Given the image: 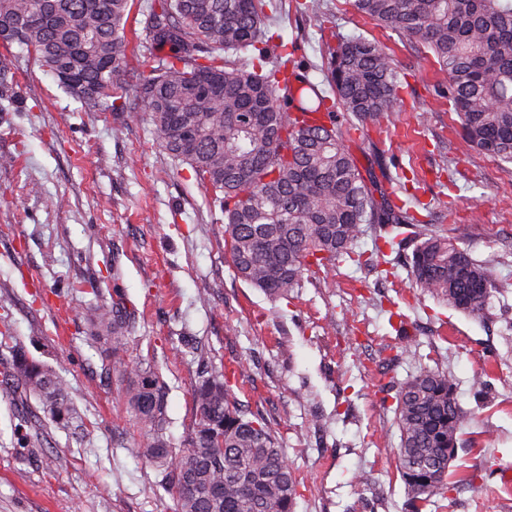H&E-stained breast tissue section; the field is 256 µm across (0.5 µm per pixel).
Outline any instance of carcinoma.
I'll return each mask as SVG.
<instances>
[{
  "label": "carcinoma",
  "mask_w": 512,
  "mask_h": 512,
  "mask_svg": "<svg viewBox=\"0 0 512 512\" xmlns=\"http://www.w3.org/2000/svg\"><path fill=\"white\" fill-rule=\"evenodd\" d=\"M131 0H0L3 44L33 48L41 65L88 106L150 112L157 143L190 167L224 213V247L238 278L287 299L369 228L401 247L420 290L448 307L480 314L498 284L490 267L417 216L415 206L363 175L345 144L393 106L397 70L390 49L349 36L328 48L325 77L335 102L300 74L287 52L273 54L266 8L277 0H157L143 31L168 52L145 72L129 52ZM360 15L424 50L448 81L462 136L479 153L512 164V0H353ZM252 50L240 64L231 54ZM132 87L134 102L112 98ZM349 122L336 121V109ZM86 319L112 332V371L140 430L143 456L165 468L179 512H294L297 480L284 448L246 416L224 378L201 376L195 419L183 448L165 436L166 387L126 357L131 312L120 301L91 307ZM15 389L34 397L53 423L76 419L70 387L49 366L11 349ZM399 430L397 470L410 512H425L474 476L450 473L467 416L448 372L423 368L381 386Z\"/></svg>",
  "instance_id": "cac0c4a2"
}]
</instances>
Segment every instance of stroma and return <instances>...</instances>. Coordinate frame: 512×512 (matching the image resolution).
<instances>
[{
    "mask_svg": "<svg viewBox=\"0 0 512 512\" xmlns=\"http://www.w3.org/2000/svg\"><path fill=\"white\" fill-rule=\"evenodd\" d=\"M304 15L278 0L272 31L296 42L315 83L328 46L361 36L387 44L399 92L387 116L348 146L389 191L407 187L432 203L443 233L489 264L499 289L479 315L421 294L409 275L414 245L363 263L336 259L323 283L272 299L237 278L224 254V215L189 168L160 148L150 115L100 112L69 96L27 46H0L13 81L0 97V337H11L69 385L85 429L39 418L34 398L3 377L0 346V512H176L159 468L138 449L107 346L85 319L91 305L122 300L135 314L131 361L167 384L166 435L179 448L195 418L203 372L244 361L230 386L249 417L278 437L298 482L295 512H408L394 453L395 414L378 389L425 367L456 383L472 420L455 461L478 480L427 512H512V491L487 467L512 465V172L459 133L446 82L432 57L359 15L352 0H316ZM406 316L404 330L388 313ZM411 356L395 359V349ZM487 372L486 393L472 380Z\"/></svg>",
    "mask_w": 512,
    "mask_h": 512,
    "instance_id": "stroma-1",
    "label": "stroma"
}]
</instances>
